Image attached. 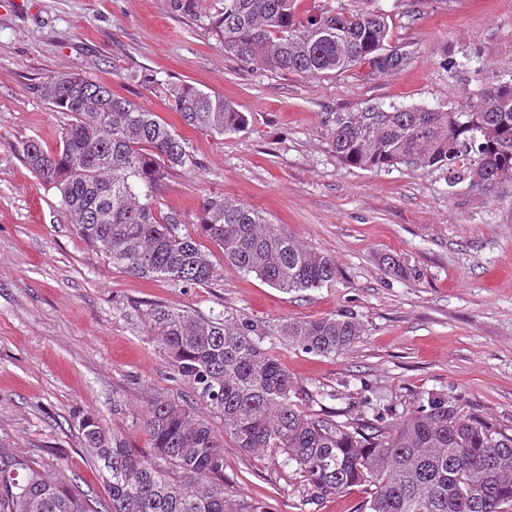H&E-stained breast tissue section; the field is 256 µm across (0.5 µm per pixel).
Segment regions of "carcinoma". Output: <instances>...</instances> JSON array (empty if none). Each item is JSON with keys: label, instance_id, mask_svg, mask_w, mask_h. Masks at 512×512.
Listing matches in <instances>:
<instances>
[{"label": "carcinoma", "instance_id": "obj_1", "mask_svg": "<svg viewBox=\"0 0 512 512\" xmlns=\"http://www.w3.org/2000/svg\"><path fill=\"white\" fill-rule=\"evenodd\" d=\"M210 25L224 53L274 73L339 75L369 68L391 75L406 56L389 44L387 15L376 10L317 9L300 16L294 0H222ZM103 88L98 111L60 103ZM448 112L421 106L366 105L338 112L331 149L349 168L398 164L454 177L484 169L483 185L512 177V80ZM39 95L70 114L59 146H23L29 168L53 185L76 233L115 268L175 288L205 286L219 276L198 238L224 263L282 291L319 288L336 278L334 257L298 241L255 207L212 195L202 201L196 233L162 213L154 190L165 174L196 163L188 139L158 113L80 73H49ZM169 110L211 135L235 133L245 113L189 83L170 90ZM146 336L194 401L159 394L143 410L150 454L143 455L92 417L82 420L85 447L102 462L111 489L108 512H265L224 486V438L248 454L276 452L300 474L310 502L356 486L370 488L363 512H512V433L456 399L430 395L385 431L357 417L298 409L293 376L265 346L266 331L249 319L208 317L147 303ZM361 332L351 316L290 321L289 342L318 355L344 351ZM223 423L218 434L212 419ZM0 512H93L76 479L61 466L0 452Z\"/></svg>", "mask_w": 512, "mask_h": 512}]
</instances>
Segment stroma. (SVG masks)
I'll return each instance as SVG.
<instances>
[{
  "label": "stroma",
  "instance_id": "stroma-1",
  "mask_svg": "<svg viewBox=\"0 0 512 512\" xmlns=\"http://www.w3.org/2000/svg\"><path fill=\"white\" fill-rule=\"evenodd\" d=\"M298 11L380 9L406 53L389 76L275 74L238 62L208 24L222 0H17L0 8V447L65 463L96 512L108 486L79 421L101 420L148 450L141 411L180 385L138 315L159 302L205 316L262 323L272 353L307 393L299 406L364 416L390 428L434 394L460 400L512 430V179L481 188L443 170L364 171L330 147L337 113L368 104L451 110L512 79V0H296ZM112 89L168 121L171 85L233 101L249 119L218 136L185 126L195 166L170 170L155 195L195 232L203 199L224 194L262 209L310 248L332 255L335 279L284 292L225 266L205 287L174 288L112 267L79 238L55 188L26 165L22 146L55 149L70 121L36 90L47 72ZM397 255L406 274L383 265ZM330 314L362 326L346 351L315 355L282 326ZM224 480L268 512H360L366 487L303 505L299 474L272 454L224 442Z\"/></svg>",
  "mask_w": 512,
  "mask_h": 512
}]
</instances>
